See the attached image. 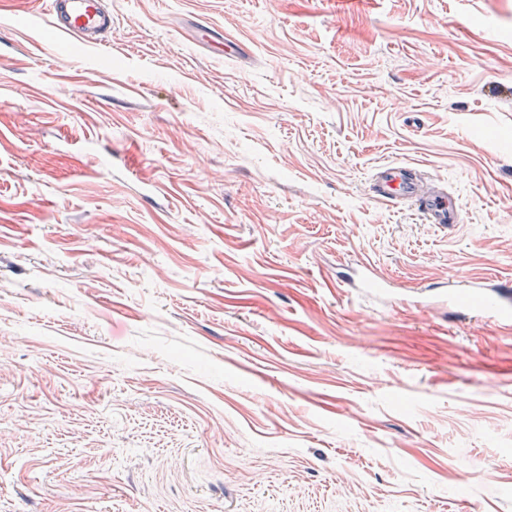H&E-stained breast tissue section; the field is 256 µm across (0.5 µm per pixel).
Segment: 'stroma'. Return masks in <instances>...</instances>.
<instances>
[{
  "label": "stroma",
  "mask_w": 512,
  "mask_h": 512,
  "mask_svg": "<svg viewBox=\"0 0 512 512\" xmlns=\"http://www.w3.org/2000/svg\"><path fill=\"white\" fill-rule=\"evenodd\" d=\"M110 6L0 0V512H512V327L441 289L512 281V0ZM47 14L60 33L81 40L86 46L101 47L112 31V13L105 0H49ZM373 196L389 203L411 202L429 224L447 228L460 224L462 207L458 199L447 192H424L410 171L398 164H389L378 173Z\"/></svg>",
  "instance_id": "stroma-1"
}]
</instances>
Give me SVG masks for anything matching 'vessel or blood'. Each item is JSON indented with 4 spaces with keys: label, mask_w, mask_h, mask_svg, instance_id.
Returning <instances> with one entry per match:
<instances>
[{
    "label": "vessel or blood",
    "mask_w": 512,
    "mask_h": 512,
    "mask_svg": "<svg viewBox=\"0 0 512 512\" xmlns=\"http://www.w3.org/2000/svg\"><path fill=\"white\" fill-rule=\"evenodd\" d=\"M47 13L58 32L74 36L89 47L102 46L106 34L112 30V14L105 0H48ZM373 195L389 203H412L427 223L443 228L462 220V207L455 196L423 191L410 171L398 164L382 168ZM464 294L482 298L478 312L484 318L502 323L512 321L511 283L469 281L449 292V303H456Z\"/></svg>",
    "instance_id": "1"
}]
</instances>
